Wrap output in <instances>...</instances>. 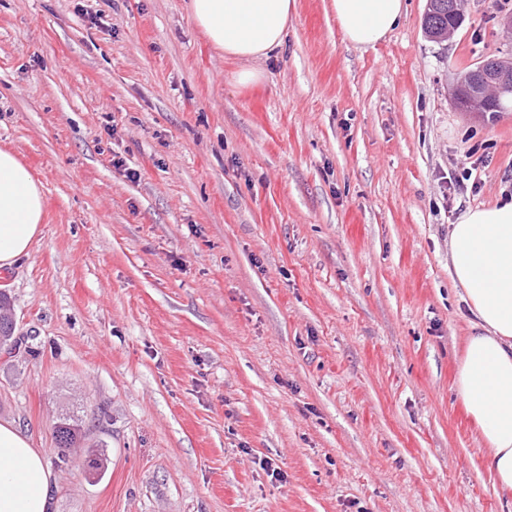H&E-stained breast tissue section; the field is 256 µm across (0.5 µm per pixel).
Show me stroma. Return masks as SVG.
Listing matches in <instances>:
<instances>
[{"label": "stroma", "mask_w": 512, "mask_h": 512, "mask_svg": "<svg viewBox=\"0 0 512 512\" xmlns=\"http://www.w3.org/2000/svg\"><path fill=\"white\" fill-rule=\"evenodd\" d=\"M188 2L0 0V148L46 199L0 271L26 342L0 422L42 452L50 512H512L456 392L448 274L458 215L512 196V111L451 97L512 52V0H468L442 43L405 0L363 50L296 0L249 87ZM55 438L59 448H75L84 436L82 420L74 414L62 413L55 422Z\"/></svg>", "instance_id": "obj_1"}]
</instances>
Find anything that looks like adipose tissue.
Masks as SVG:
<instances>
[{"mask_svg": "<svg viewBox=\"0 0 512 512\" xmlns=\"http://www.w3.org/2000/svg\"><path fill=\"white\" fill-rule=\"evenodd\" d=\"M295 0H190L192 21L251 86L263 74L253 61L284 45ZM345 39L365 49L400 23L404 0H332ZM44 196L28 168L0 149V268L26 254L40 231ZM448 272L473 317L457 392L487 446L485 466L512 491V198L463 211L448 238ZM51 472L29 437L0 422V512H48Z\"/></svg>", "mask_w": 512, "mask_h": 512, "instance_id": "1", "label": "adipose tissue"}]
</instances>
